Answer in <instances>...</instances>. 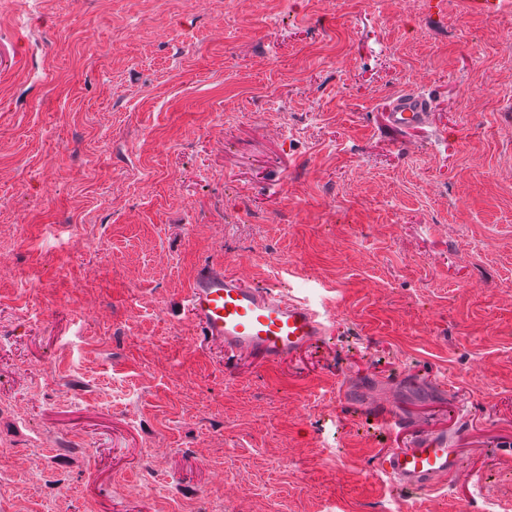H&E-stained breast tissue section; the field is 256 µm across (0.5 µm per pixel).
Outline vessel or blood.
Here are the masks:
<instances>
[{"label": "vessel or blood", "mask_w": 512, "mask_h": 512, "mask_svg": "<svg viewBox=\"0 0 512 512\" xmlns=\"http://www.w3.org/2000/svg\"><path fill=\"white\" fill-rule=\"evenodd\" d=\"M429 111L426 97L404 90L392 100L391 123L397 128L421 126ZM186 310L200 342L223 344L225 352L250 355L267 366L304 351L332 329L310 303L288 297L276 286L247 284L217 263L198 268ZM460 463L459 451L449 445L447 433L420 431L410 447L383 456L380 469L396 487L416 493L446 485Z\"/></svg>", "instance_id": "obj_1"}]
</instances>
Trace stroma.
<instances>
[{"label":"stroma","instance_id":"stroma-1","mask_svg":"<svg viewBox=\"0 0 512 512\" xmlns=\"http://www.w3.org/2000/svg\"><path fill=\"white\" fill-rule=\"evenodd\" d=\"M205 261L332 334L199 346ZM0 399V512H394L422 430L512 512V0H0ZM430 101L414 91L404 90L392 100L390 114L395 128L417 127L427 122Z\"/></svg>","mask_w":512,"mask_h":512}]
</instances>
